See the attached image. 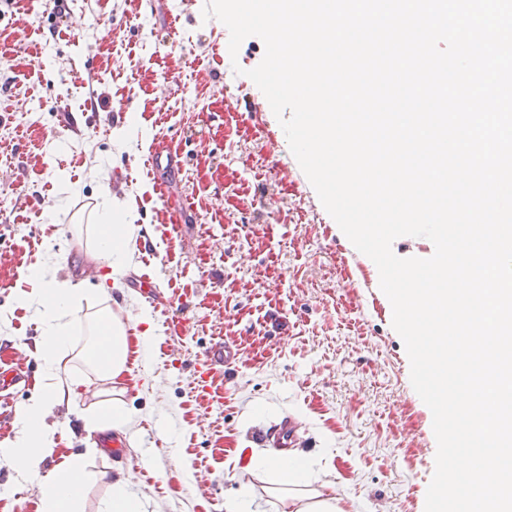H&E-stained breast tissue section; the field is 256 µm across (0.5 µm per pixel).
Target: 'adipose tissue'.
Wrapping results in <instances>:
<instances>
[{
	"mask_svg": "<svg viewBox=\"0 0 512 512\" xmlns=\"http://www.w3.org/2000/svg\"><path fill=\"white\" fill-rule=\"evenodd\" d=\"M95 257L106 258L112 268L113 279H120L129 267L134 251L137 228L123 223L115 205L101 207L95 214ZM23 278L33 288L27 298L36 306V314L43 336L34 354L49 371L64 369L67 356L81 360L97 378L112 387L113 396L104 400L102 411L89 415V430L104 432L114 430L121 434L133 430L136 418L121 395L125 391V377L129 371L127 360L130 347L147 351L155 335L148 313L137 317L143 328L136 335H129L127 322L104 307L89 314L88 336L81 347L71 342L73 323L69 319L76 306V291L62 288L48 280L40 270H27ZM66 383L34 390L28 399L16 405L14 421L18 427L16 437L0 443V466L32 479H40L45 461L56 446L53 429L45 422L50 406L69 392ZM82 457L72 458L59 466L53 477L40 486L38 512H80L85 484ZM253 464L272 485H288V495L283 500L288 512H336L335 497L325 495L316 477L302 458L296 455L282 459L265 453L256 455Z\"/></svg>",
	"mask_w": 512,
	"mask_h": 512,
	"instance_id": "ef3b65f1",
	"label": "adipose tissue"
}]
</instances>
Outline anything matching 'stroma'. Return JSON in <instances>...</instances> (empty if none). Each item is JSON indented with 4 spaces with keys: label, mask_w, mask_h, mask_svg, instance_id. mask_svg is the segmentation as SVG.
<instances>
[{
    "label": "stroma",
    "mask_w": 512,
    "mask_h": 512,
    "mask_svg": "<svg viewBox=\"0 0 512 512\" xmlns=\"http://www.w3.org/2000/svg\"><path fill=\"white\" fill-rule=\"evenodd\" d=\"M229 31L199 0H0V362L40 337L23 271L45 268L85 293L84 316L116 301L147 312L148 354L131 352L126 404L139 411L119 454L86 455L81 512H102L132 472L144 512H280L282 489L250 466L283 418L293 452L337 490L340 512H425L435 467L433 416L410 381L374 262L321 204L248 69L265 45ZM242 74H235L234 66ZM134 115L136 128L126 126ZM181 166L156 172L161 149ZM119 200L139 227L121 289L73 225ZM149 277L153 296L136 289ZM236 361L205 371L209 352ZM52 407L53 469L94 439L83 415L100 385ZM39 487L0 467V512H37Z\"/></svg>",
    "instance_id": "stroma-1"
}]
</instances>
